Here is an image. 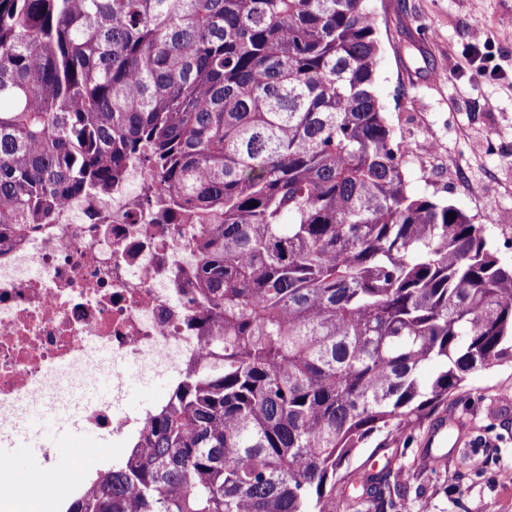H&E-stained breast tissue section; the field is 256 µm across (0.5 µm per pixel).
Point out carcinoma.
I'll return each mask as SVG.
<instances>
[{
    "label": "carcinoma",
    "mask_w": 512,
    "mask_h": 512,
    "mask_svg": "<svg viewBox=\"0 0 512 512\" xmlns=\"http://www.w3.org/2000/svg\"><path fill=\"white\" fill-rule=\"evenodd\" d=\"M369 2L0 0V229L136 165L198 254L204 360L67 512H401L359 448L512 361V267L409 189Z\"/></svg>",
    "instance_id": "carcinoma-1"
}]
</instances>
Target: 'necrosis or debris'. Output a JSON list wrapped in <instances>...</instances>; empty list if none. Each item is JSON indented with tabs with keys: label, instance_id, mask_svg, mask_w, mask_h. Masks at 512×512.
Segmentation results:
<instances>
[{
	"label": "necrosis or debris",
	"instance_id": "obj_1",
	"mask_svg": "<svg viewBox=\"0 0 512 512\" xmlns=\"http://www.w3.org/2000/svg\"><path fill=\"white\" fill-rule=\"evenodd\" d=\"M143 182L131 169L108 198L69 199L56 223L21 239L0 234L1 448L49 406L127 451L145 422L122 404L128 375L174 386L199 365L189 227L158 221ZM104 371L111 401L75 398Z\"/></svg>",
	"mask_w": 512,
	"mask_h": 512
}]
</instances>
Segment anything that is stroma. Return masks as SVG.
Masks as SVG:
<instances>
[{"mask_svg":"<svg viewBox=\"0 0 512 512\" xmlns=\"http://www.w3.org/2000/svg\"><path fill=\"white\" fill-rule=\"evenodd\" d=\"M382 44L376 89L408 152L413 192L465 211L483 225L500 261L512 266V0H372ZM481 24L498 76L485 77L467 58L469 30ZM494 101L486 109L485 101ZM449 429L430 467L423 455L437 424ZM393 470L406 480L407 512H512V363L470 372L462 388L423 426L406 430ZM9 454L21 475L52 479L81 457L90 471L109 465L112 446L52 412Z\"/></svg>","mask_w":512,"mask_h":512,"instance_id":"35a3bbf8","label":"stroma"}]
</instances>
